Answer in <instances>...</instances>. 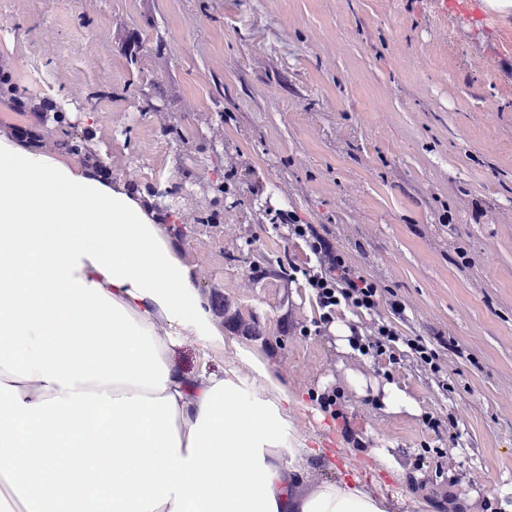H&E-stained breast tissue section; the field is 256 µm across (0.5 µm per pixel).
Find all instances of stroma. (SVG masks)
<instances>
[{
  "instance_id": "1",
  "label": "stroma",
  "mask_w": 512,
  "mask_h": 512,
  "mask_svg": "<svg viewBox=\"0 0 512 512\" xmlns=\"http://www.w3.org/2000/svg\"><path fill=\"white\" fill-rule=\"evenodd\" d=\"M5 2L0 54L29 58L23 94L62 103L113 180L138 165L157 172L140 188H191L163 230L201 295L224 299L227 335L302 395L300 434L338 467L377 474L390 512H441L452 475L468 498L512 512L499 495L512 484V16L483 0ZM170 126L180 140L148 156ZM219 181L232 193L216 209L206 187ZM279 210L381 285L377 316L343 306L337 327L390 320L445 341L440 372L344 352L335 329L307 334L319 311L304 282L251 274L314 262L272 224ZM172 358L189 372L237 364L231 350L202 359L189 337ZM388 385L412 411H384ZM322 391L342 418L320 407ZM377 447L406 482L381 472Z\"/></svg>"
}]
</instances>
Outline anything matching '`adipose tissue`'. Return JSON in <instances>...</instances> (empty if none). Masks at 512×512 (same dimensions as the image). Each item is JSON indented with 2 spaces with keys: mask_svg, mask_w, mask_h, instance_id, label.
<instances>
[{
  "mask_svg": "<svg viewBox=\"0 0 512 512\" xmlns=\"http://www.w3.org/2000/svg\"><path fill=\"white\" fill-rule=\"evenodd\" d=\"M234 348L189 373L171 348ZM232 347L142 195L0 139V512H388Z\"/></svg>",
  "mask_w": 512,
  "mask_h": 512,
  "instance_id": "obj_1",
  "label": "adipose tissue"
}]
</instances>
